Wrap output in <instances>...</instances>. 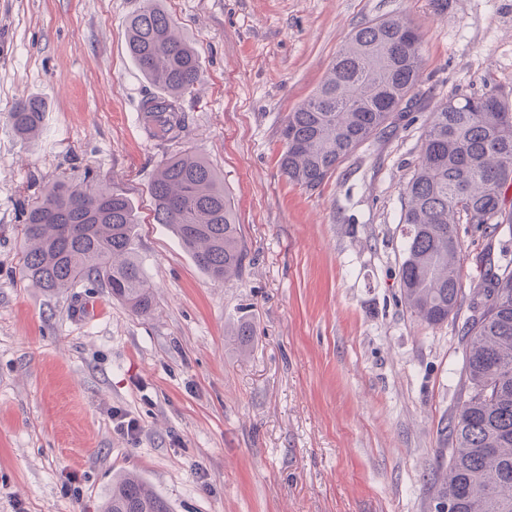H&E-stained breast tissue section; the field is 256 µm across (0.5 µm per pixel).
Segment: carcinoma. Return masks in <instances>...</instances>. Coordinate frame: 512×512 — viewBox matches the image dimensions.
<instances>
[{
  "label": "carcinoma",
  "mask_w": 512,
  "mask_h": 512,
  "mask_svg": "<svg viewBox=\"0 0 512 512\" xmlns=\"http://www.w3.org/2000/svg\"><path fill=\"white\" fill-rule=\"evenodd\" d=\"M127 46L142 74L162 89L142 106L145 127L163 140L180 138L185 124L177 101L201 79L197 51L158 0H146L131 17ZM421 69V41L407 18L374 19L356 29L317 91L288 113L282 175L308 191L321 187L362 144L409 112ZM45 109L41 97L16 102L9 119L20 138L39 134ZM511 186L512 112L498 96H450L434 106L402 188L401 301L419 320L437 326L462 306L459 224L495 237ZM148 192L155 223L174 232L201 271L224 282L241 275V227L205 160L191 153L167 159ZM22 235L23 273L35 287L60 293L88 280L135 315L153 310L154 286L136 257L137 216L121 188L62 178L23 210ZM477 260L484 270L461 336L458 405L440 421L443 447L430 500L448 512H512V258L496 257L489 244ZM104 512L170 507L127 471L112 479Z\"/></svg>",
  "instance_id": "1"
}]
</instances>
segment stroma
Returning a JSON list of instances; mask_svg holds the SVG:
<instances>
[{"mask_svg": "<svg viewBox=\"0 0 512 512\" xmlns=\"http://www.w3.org/2000/svg\"><path fill=\"white\" fill-rule=\"evenodd\" d=\"M143 5L0 0V512H100L119 470L172 512H430L468 311L430 326L401 302V189L437 102L491 90L512 107V0H160L203 68L172 141L139 119L158 92L126 46ZM394 15L421 35L411 119L317 190L288 183L289 112L355 27ZM30 96L47 108L26 141L9 113ZM185 150L216 170L242 227L245 267L226 284L153 219L149 183ZM87 176L132 202L151 314L93 282L48 294L22 275L23 205Z\"/></svg>", "mask_w": 512, "mask_h": 512, "instance_id": "stroma-1", "label": "stroma"}]
</instances>
